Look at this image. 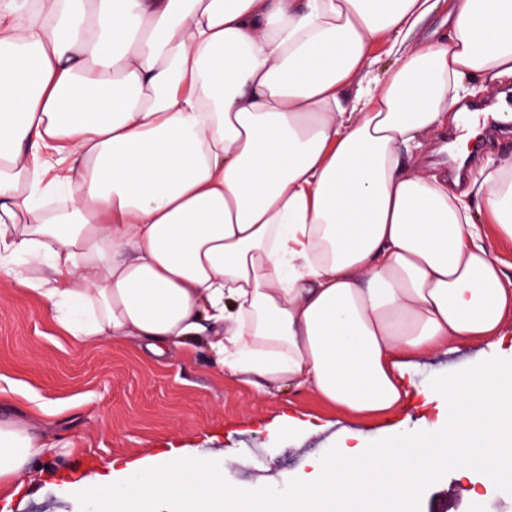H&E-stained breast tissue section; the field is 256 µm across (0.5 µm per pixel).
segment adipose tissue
<instances>
[{
  "mask_svg": "<svg viewBox=\"0 0 512 512\" xmlns=\"http://www.w3.org/2000/svg\"><path fill=\"white\" fill-rule=\"evenodd\" d=\"M443 1L449 31L418 39ZM40 14L20 22L0 0V270L74 339L161 355L209 332L225 373L359 417L401 409L405 360L501 343L512 274L481 226L512 241V161L458 194L401 153L461 96L512 79V0H40ZM53 451L0 422V486Z\"/></svg>",
  "mask_w": 512,
  "mask_h": 512,
  "instance_id": "obj_1",
  "label": "adipose tissue"
}]
</instances>
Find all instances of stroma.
<instances>
[{
	"label": "stroma",
	"mask_w": 512,
	"mask_h": 512,
	"mask_svg": "<svg viewBox=\"0 0 512 512\" xmlns=\"http://www.w3.org/2000/svg\"><path fill=\"white\" fill-rule=\"evenodd\" d=\"M457 120L422 137V146L404 154L407 166L446 169L440 152ZM434 360L404 370L408 397L396 414L352 421L357 443L426 430L446 422L436 404L420 391L441 375ZM37 420L48 442L66 444L70 454L46 456L8 490L0 491V512H45L54 501L59 512H79L75 499L84 474H101L103 484L123 480L133 463L152 467L163 451L218 460L232 485L284 489L310 473L307 461L325 453L309 447L314 430L349 419L314 392L285 384L258 392L244 378L224 373L207 342L148 354L139 340L82 344L67 336L37 296L8 275H0V419ZM249 435L275 478L244 470L246 449L236 444ZM483 495L473 503L467 484L446 474L424 492L420 512H512V494L492 479L479 478Z\"/></svg>",
	"instance_id": "stroma-1"
}]
</instances>
